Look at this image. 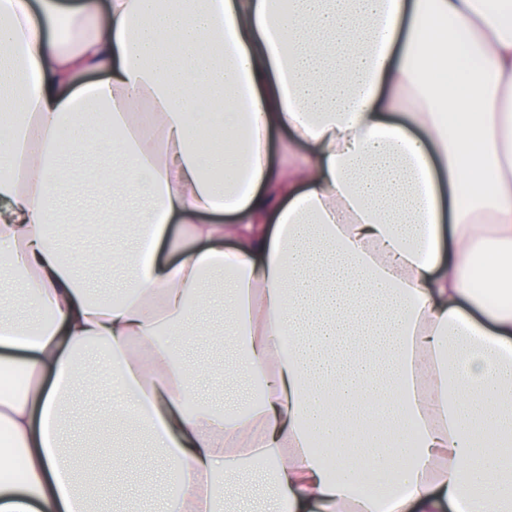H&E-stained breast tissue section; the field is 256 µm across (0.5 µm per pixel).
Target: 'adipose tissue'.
<instances>
[{
  "label": "adipose tissue",
  "mask_w": 512,
  "mask_h": 512,
  "mask_svg": "<svg viewBox=\"0 0 512 512\" xmlns=\"http://www.w3.org/2000/svg\"><path fill=\"white\" fill-rule=\"evenodd\" d=\"M87 71L104 78L79 83ZM101 113L110 136L74 146L101 160L123 145L97 184L99 223L138 227L112 253L128 268L117 302L76 271L102 253L68 255L50 229L76 190L55 163L61 127ZM0 119L15 283L0 348L26 377L0 392L20 453L0 457V512H88L86 449L63 423L92 355L126 398L102 428L139 425L180 474L168 512H222L231 486L248 497L244 468L268 475L266 512H512V0H42L37 17L0 0ZM173 222L196 247L155 267L142 243ZM208 274L241 370L264 382L242 415L184 408L197 376L174 343ZM369 403L398 412L399 464L388 448L353 457L368 420L344 412Z\"/></svg>",
  "instance_id": "adipose-tissue-1"
}]
</instances>
